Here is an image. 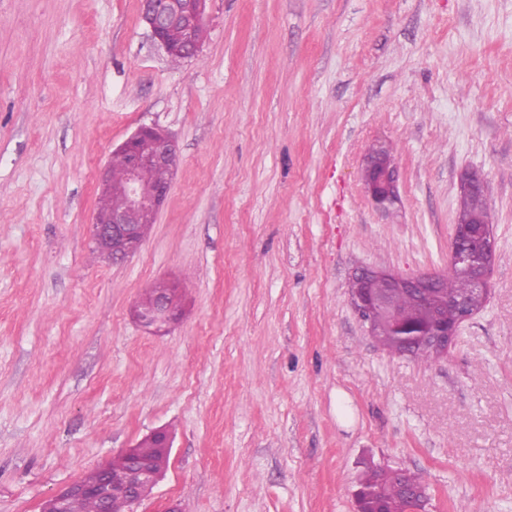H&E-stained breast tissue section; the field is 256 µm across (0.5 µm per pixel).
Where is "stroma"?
Returning <instances> with one entry per match:
<instances>
[{"mask_svg": "<svg viewBox=\"0 0 512 512\" xmlns=\"http://www.w3.org/2000/svg\"><path fill=\"white\" fill-rule=\"evenodd\" d=\"M172 63L140 0H0V512H41L158 428L137 512H357L374 467L423 512H512V0H210ZM180 163L140 252H92L97 174L139 124ZM394 149L399 202L368 200ZM485 179L491 292L447 357L388 353L361 267L443 272ZM183 318L143 330L146 288ZM363 186L366 196L377 209L390 210L399 201L396 165L385 145L365 156ZM153 290H152V289ZM154 290L156 291V305L153 310H147L143 307H149L154 302ZM180 286L172 280L155 281L145 291L141 299L132 309V317L144 328L154 333H161L168 330L171 324L176 323L184 310L181 302L178 300L180 295ZM149 436L157 439L159 448H157V443L155 441L144 438L136 448L137 455L145 460L164 461L168 467L169 455L172 448V440L168 432L165 429L160 428L154 430ZM163 448H165L168 456L164 453Z\"/></svg>", "mask_w": 512, "mask_h": 512, "instance_id": "35a3bbf8", "label": "stroma"}]
</instances>
